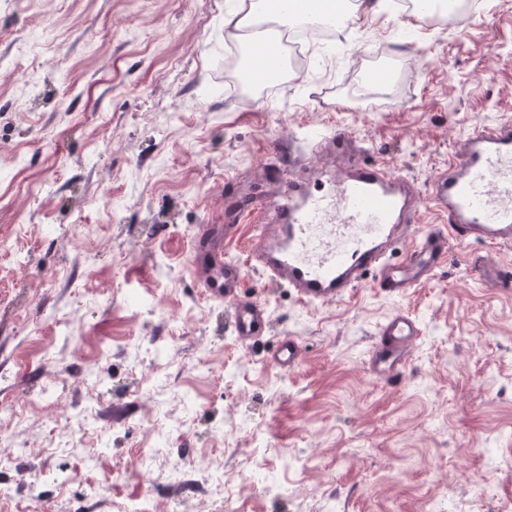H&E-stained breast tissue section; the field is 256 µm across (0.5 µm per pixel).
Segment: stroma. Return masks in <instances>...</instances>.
<instances>
[{
  "label": "stroma",
  "mask_w": 512,
  "mask_h": 512,
  "mask_svg": "<svg viewBox=\"0 0 512 512\" xmlns=\"http://www.w3.org/2000/svg\"><path fill=\"white\" fill-rule=\"evenodd\" d=\"M236 0H0V512H86L113 470L192 464L248 512H512V246L451 245L394 297L307 306L248 271L271 319L241 344L193 242L226 188H262L344 131L428 197L457 142L512 121V0L467 24L364 15L274 92L224 68ZM420 321L404 381L367 368L392 312ZM303 346L283 371L266 355ZM151 398L138 394L141 383ZM135 419L113 431V413ZM159 431L143 428L155 413ZM258 461L273 495L241 479ZM301 357V345L292 336L279 340L268 356L271 364L287 371L294 369L299 364Z\"/></svg>",
  "instance_id": "obj_1"
}]
</instances>
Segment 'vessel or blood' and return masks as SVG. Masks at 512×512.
I'll return each mask as SVG.
<instances>
[{
  "instance_id": "vessel-or-blood-1",
  "label": "vessel or blood",
  "mask_w": 512,
  "mask_h": 512,
  "mask_svg": "<svg viewBox=\"0 0 512 512\" xmlns=\"http://www.w3.org/2000/svg\"><path fill=\"white\" fill-rule=\"evenodd\" d=\"M318 159L337 161L330 182L309 179L273 167L269 173L287 178L288 193L277 201L257 194L239 201L224 196L223 224L198 227L195 251L200 283L207 293L230 306L235 334L242 343L261 336L270 317L265 303L243 295L247 269L258 270L270 283L288 288L306 305L349 298L365 280L392 296L433 276L446 264L448 246L480 243L512 244V124L480 126L461 140L448 167L432 183L428 201L443 222L419 244L409 245L397 262L393 253L407 243L422 203L411 181L389 164L357 159L348 135L336 132L316 150ZM269 214L258 225L245 261L225 258L224 236L250 217ZM420 326L409 312L391 313L380 325L370 349L371 371L385 382L401 380ZM302 357L291 336L269 353L271 364L294 369Z\"/></svg>"
}]
</instances>
